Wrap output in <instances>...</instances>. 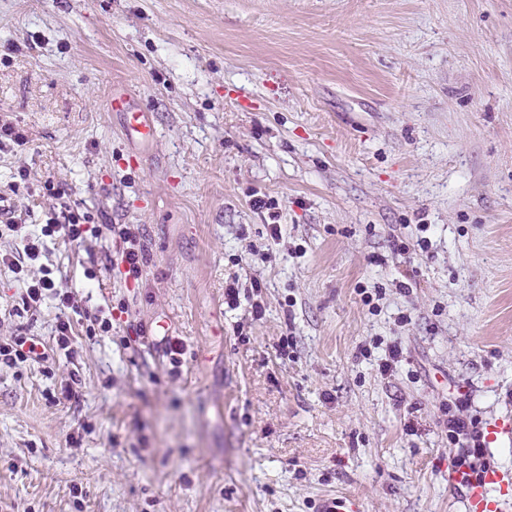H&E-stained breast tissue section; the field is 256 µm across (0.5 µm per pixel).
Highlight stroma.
Instances as JSON below:
<instances>
[{
	"mask_svg": "<svg viewBox=\"0 0 512 512\" xmlns=\"http://www.w3.org/2000/svg\"><path fill=\"white\" fill-rule=\"evenodd\" d=\"M1 120L0 194L38 225L63 185L144 264L48 242L81 316L0 365V512H464L448 412H512V0H0ZM21 292L0 265V342L52 341ZM109 109L124 116V131L128 139L137 143L142 151L149 148L155 140V128L149 112L135 109L130 103V96L123 87L114 85L109 97ZM42 339L26 328L16 334L10 342L0 343V364L16 366L27 361H37L45 356Z\"/></svg>",
	"mask_w": 512,
	"mask_h": 512,
	"instance_id": "1",
	"label": "stroma"
}]
</instances>
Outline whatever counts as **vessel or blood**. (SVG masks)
I'll return each mask as SVG.
<instances>
[{"label": "vessel or blood", "mask_w": 512, "mask_h": 512, "mask_svg": "<svg viewBox=\"0 0 512 512\" xmlns=\"http://www.w3.org/2000/svg\"><path fill=\"white\" fill-rule=\"evenodd\" d=\"M111 111L122 113L125 135L141 148L155 140V128L149 113L135 109L123 87L113 86L109 97ZM485 441L491 446L512 445V415H504L486 429ZM453 483L464 486L465 512H512V469L490 466L470 481L451 473Z\"/></svg>", "instance_id": "vessel-or-blood-1"}]
</instances>
